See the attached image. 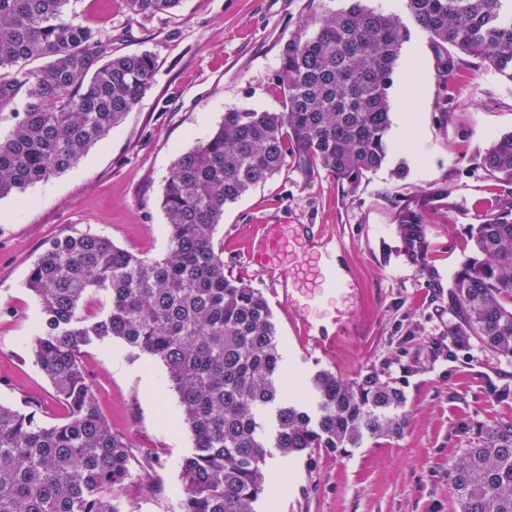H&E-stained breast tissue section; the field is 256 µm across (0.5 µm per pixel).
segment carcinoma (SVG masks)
<instances>
[{"label": "carcinoma", "mask_w": 512, "mask_h": 512, "mask_svg": "<svg viewBox=\"0 0 512 512\" xmlns=\"http://www.w3.org/2000/svg\"><path fill=\"white\" fill-rule=\"evenodd\" d=\"M183 0H127L134 15L169 14ZM350 0L301 17L280 55L285 111L229 106L220 127L180 153L166 180V254L150 258L97 234L56 238L25 286L40 305L29 353L66 414L0 403V512H120L129 444L101 414L80 354L119 340L161 363L179 398L174 430L193 446L181 462L180 512H255L275 492L269 449L284 457L319 448L346 453L394 437L406 420L404 391L369 372L352 384L328 372L307 398L290 395L273 313L263 292L228 273L215 242L224 209L290 165L323 171L355 192L388 158L390 89L409 36L425 33L445 85L455 56L512 81V0H402L404 15ZM69 0H0V70L24 72L23 111L0 138V197L73 168L118 126L151 86L148 52L112 55V43L69 18ZM481 167L512 185V132L494 138ZM406 262L425 261L421 204L398 215ZM472 253L451 274L448 352L475 344L512 362V201L468 227ZM106 305L88 315L89 300ZM460 512H512V421L491 425L450 477Z\"/></svg>", "instance_id": "carcinoma-1"}]
</instances>
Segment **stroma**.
I'll return each instance as SVG.
<instances>
[{
  "label": "stroma",
  "mask_w": 512,
  "mask_h": 512,
  "mask_svg": "<svg viewBox=\"0 0 512 512\" xmlns=\"http://www.w3.org/2000/svg\"><path fill=\"white\" fill-rule=\"evenodd\" d=\"M345 0H183L173 14L137 16L125 0H71L68 15L99 31L116 54L150 52L151 87L123 122L68 171L0 198V402L37 404L46 420L60 415L54 390L26 345L40 317L24 281L45 244L75 233L106 236L151 257L167 249L161 207L177 155L207 138L229 105L284 109L276 84L279 58L310 6ZM427 70L422 96L406 93L410 68ZM428 37L412 30L390 91L389 158L347 194L331 175L304 180L286 167L224 210L216 240L236 277L271 295L267 277L246 259L259 224H310L340 239L364 285L345 322L332 324L330 355L310 351L286 307L273 305L287 373L298 394L310 375L343 382L378 371L406 394L408 419L397 438L370 439L347 453L268 457L267 481L283 491L263 496L255 512H458L448 481L465 448L486 425L512 420V363L477 346L442 354L447 344L450 275L471 251L468 225L506 201L507 188L481 169L490 135L512 131V82L467 57L448 85L436 77ZM405 178H397L398 166ZM433 196L425 265L401 254V208ZM82 362L98 404L130 444L131 476L121 512H179L180 463L192 449L187 430L173 431L178 397L162 364L131 357L120 341L85 348Z\"/></svg>",
  "instance_id": "stroma-1"
}]
</instances>
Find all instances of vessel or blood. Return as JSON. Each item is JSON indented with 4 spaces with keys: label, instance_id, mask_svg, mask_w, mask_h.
Returning <instances> with one entry per match:
<instances>
[{
    "label": "vessel or blood",
    "instance_id": "vessel-or-blood-1",
    "mask_svg": "<svg viewBox=\"0 0 512 512\" xmlns=\"http://www.w3.org/2000/svg\"><path fill=\"white\" fill-rule=\"evenodd\" d=\"M346 251L341 241H317L304 224L257 227V239L249 251V262L272 272L289 266L288 278L274 290L276 298L297 317L316 351L334 349L335 336L324 330L327 317L350 318L362 298L359 281L342 260Z\"/></svg>",
    "mask_w": 512,
    "mask_h": 512
}]
</instances>
